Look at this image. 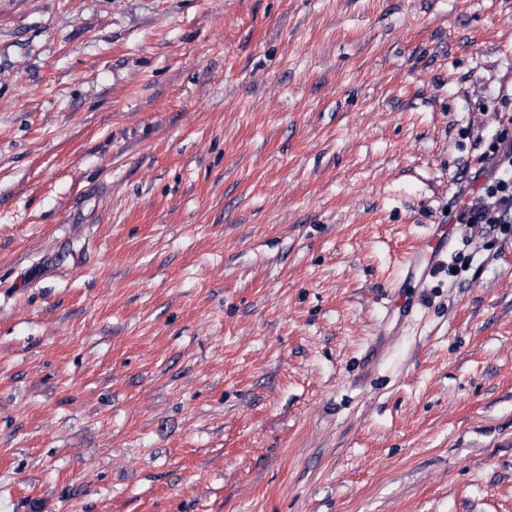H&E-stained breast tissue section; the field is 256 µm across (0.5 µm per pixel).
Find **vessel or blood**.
<instances>
[{"label": "vessel or blood", "instance_id": "1", "mask_svg": "<svg viewBox=\"0 0 512 512\" xmlns=\"http://www.w3.org/2000/svg\"><path fill=\"white\" fill-rule=\"evenodd\" d=\"M449 242L447 225L438 224L423 243L408 253L402 268L403 288L397 291L392 298L389 308L390 315L402 318L411 310L413 306L412 289L421 287L429 278L436 275L448 253Z\"/></svg>", "mask_w": 512, "mask_h": 512}]
</instances>
